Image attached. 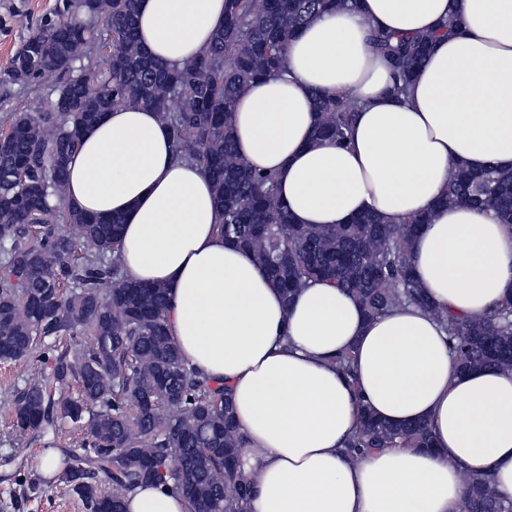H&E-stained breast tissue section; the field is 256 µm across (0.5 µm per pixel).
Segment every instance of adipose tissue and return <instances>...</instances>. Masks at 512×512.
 <instances>
[{
	"label": "adipose tissue",
	"mask_w": 512,
	"mask_h": 512,
	"mask_svg": "<svg viewBox=\"0 0 512 512\" xmlns=\"http://www.w3.org/2000/svg\"><path fill=\"white\" fill-rule=\"evenodd\" d=\"M458 33H441L448 18ZM224 25V0H140V41L179 67ZM380 29L434 34L407 95L371 43ZM346 93L359 112L348 147L314 141V92ZM240 154L277 177L297 224H345L375 213L400 224L429 213L411 255L431 301L478 318L512 299V227L492 211L440 207L451 168L512 166V0H351L293 39L281 74L239 96ZM68 202L123 215L128 279L169 287L168 333L188 368L228 387L254 481L248 512H462L460 476L490 475L512 499V373L460 371L429 313L406 306L367 318L346 290L309 282L285 299L265 268L225 240L212 181L179 161L156 112L106 114L69 161ZM355 355V381L337 371ZM423 420L433 450L351 459L359 405ZM126 512H193L162 484L125 497Z\"/></svg>",
	"instance_id": "1"
}]
</instances>
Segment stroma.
Returning a JSON list of instances; mask_svg holds the SVG:
<instances>
[{"mask_svg": "<svg viewBox=\"0 0 512 512\" xmlns=\"http://www.w3.org/2000/svg\"><path fill=\"white\" fill-rule=\"evenodd\" d=\"M62 3L63 0H0V125L31 99L52 96L54 81L19 86L6 83L5 77L15 53L36 23ZM45 343L49 352L38 351L22 361H0V512H86L80 498L65 483L42 478L37 468V457L44 449L80 447L84 429L68 423L43 434L21 437L11 424V413L25 380L34 376L50 379L54 350L69 346L70 340L49 337ZM19 472L38 483L37 492H22L15 483Z\"/></svg>", "mask_w": 512, "mask_h": 512, "instance_id": "obj_1", "label": "stroma"}]
</instances>
